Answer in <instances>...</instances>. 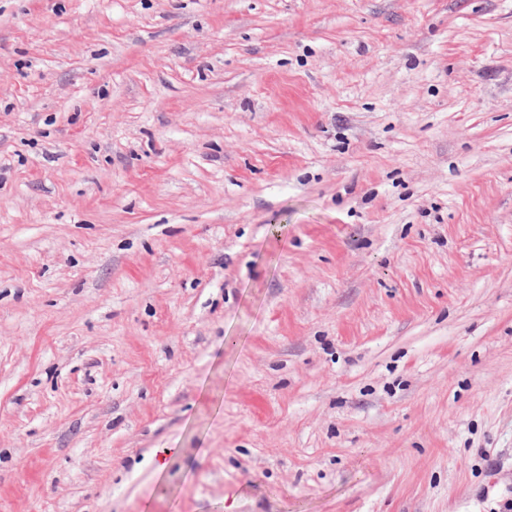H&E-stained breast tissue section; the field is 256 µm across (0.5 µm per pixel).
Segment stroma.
Segmentation results:
<instances>
[{"label": "stroma", "instance_id": "stroma-1", "mask_svg": "<svg viewBox=\"0 0 512 512\" xmlns=\"http://www.w3.org/2000/svg\"><path fill=\"white\" fill-rule=\"evenodd\" d=\"M0 512H512V0H0Z\"/></svg>", "mask_w": 512, "mask_h": 512}]
</instances>
